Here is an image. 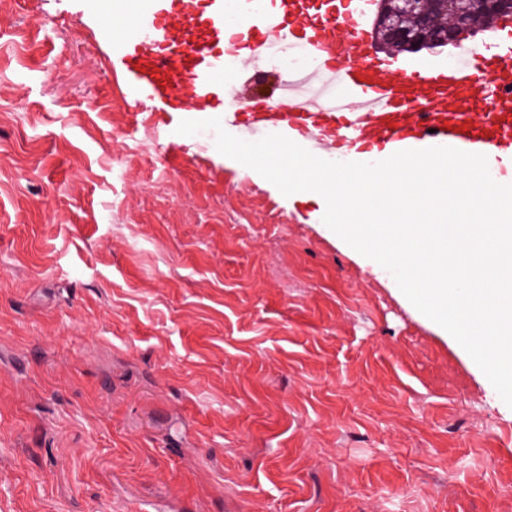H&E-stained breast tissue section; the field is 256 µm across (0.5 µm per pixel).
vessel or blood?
<instances>
[{
	"mask_svg": "<svg viewBox=\"0 0 512 512\" xmlns=\"http://www.w3.org/2000/svg\"><path fill=\"white\" fill-rule=\"evenodd\" d=\"M375 0H267L261 22L244 20V54L256 66L276 41L300 36L340 88L336 99L292 94L238 101L224 70L230 31L222 0H159L145 38L129 43L125 67L135 89L172 112H212L210 86H222L227 120L273 128L314 155L346 157L374 148L396 153L447 146L512 161V28L448 66L415 65L375 46Z\"/></svg>",
	"mask_w": 512,
	"mask_h": 512,
	"instance_id": "vessel-or-blood-1",
	"label": "vessel or blood"
}]
</instances>
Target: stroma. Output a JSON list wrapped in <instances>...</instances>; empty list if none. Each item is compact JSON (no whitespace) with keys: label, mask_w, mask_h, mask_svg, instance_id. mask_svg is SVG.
<instances>
[{"label":"stroma","mask_w":512,"mask_h":512,"mask_svg":"<svg viewBox=\"0 0 512 512\" xmlns=\"http://www.w3.org/2000/svg\"><path fill=\"white\" fill-rule=\"evenodd\" d=\"M99 0H0L8 512H512V408L308 194L137 94Z\"/></svg>","instance_id":"1"}]
</instances>
